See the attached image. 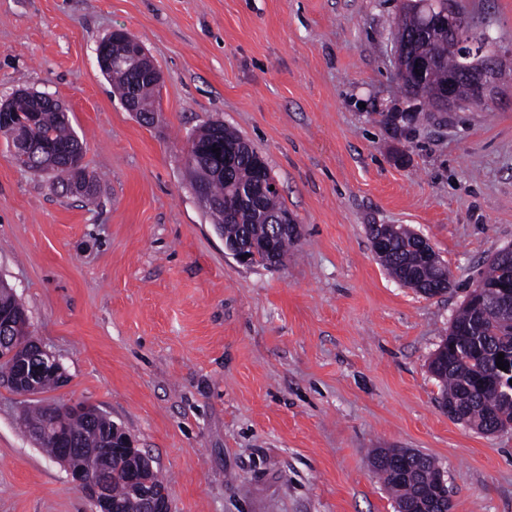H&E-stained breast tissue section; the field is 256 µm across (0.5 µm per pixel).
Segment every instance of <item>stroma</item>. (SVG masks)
<instances>
[{
    "instance_id": "stroma-1",
    "label": "stroma",
    "mask_w": 512,
    "mask_h": 512,
    "mask_svg": "<svg viewBox=\"0 0 512 512\" xmlns=\"http://www.w3.org/2000/svg\"><path fill=\"white\" fill-rule=\"evenodd\" d=\"M403 0H0V102L67 110L95 201L21 170L0 134V280L63 364L59 388L0 383V512H94L18 425L91 402L168 481L171 512H396L378 448L433 457L451 512H512V428L448 416L429 363L493 256L512 246V70L488 104L401 92ZM512 60V0H456ZM164 81L153 124L95 55L114 30ZM212 121L263 156L300 235L243 265L197 201L184 150ZM372 224L427 239L451 275L394 280Z\"/></svg>"
}]
</instances>
